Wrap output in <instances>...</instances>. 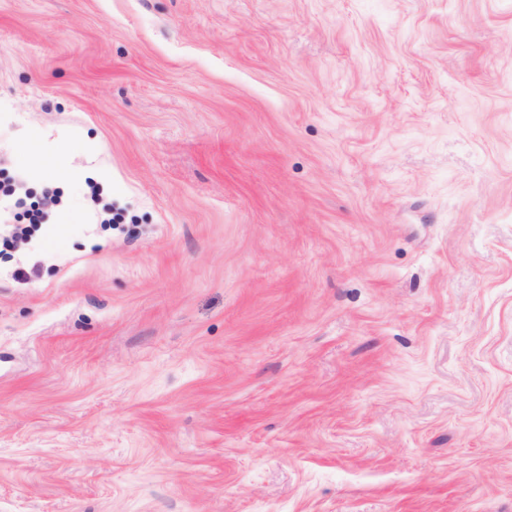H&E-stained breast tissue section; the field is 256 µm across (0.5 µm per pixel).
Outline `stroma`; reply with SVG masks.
I'll return each mask as SVG.
<instances>
[{"mask_svg": "<svg viewBox=\"0 0 512 512\" xmlns=\"http://www.w3.org/2000/svg\"><path fill=\"white\" fill-rule=\"evenodd\" d=\"M32 129L0 512H512V0H0ZM44 136L45 133L41 130H32L26 134L20 145V152L28 167L34 172L35 181L56 171L61 164V154L45 147ZM27 224H17L13 227L10 240L5 239V244H12L17 240H28L31 239L45 223L46 215L41 209H32L27 211Z\"/></svg>", "mask_w": 512, "mask_h": 512, "instance_id": "35a3bbf8", "label": "stroma"}]
</instances>
